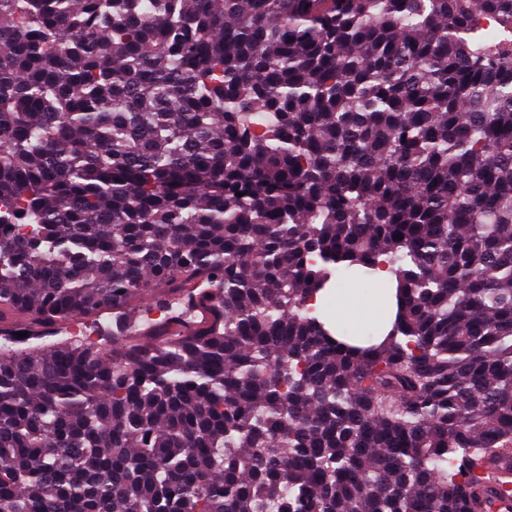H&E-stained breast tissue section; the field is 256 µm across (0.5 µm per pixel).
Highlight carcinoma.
Instances as JSON below:
<instances>
[{
    "label": "carcinoma",
    "instance_id": "carcinoma-1",
    "mask_svg": "<svg viewBox=\"0 0 512 512\" xmlns=\"http://www.w3.org/2000/svg\"><path fill=\"white\" fill-rule=\"evenodd\" d=\"M378 269L359 345L310 300ZM2 323L0 512H486L512 0H0Z\"/></svg>",
    "mask_w": 512,
    "mask_h": 512
}]
</instances>
